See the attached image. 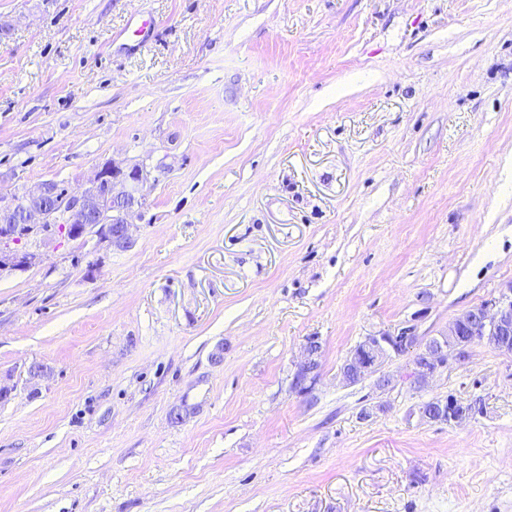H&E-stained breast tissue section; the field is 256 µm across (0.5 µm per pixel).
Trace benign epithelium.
<instances>
[{
	"instance_id": "obj_1",
	"label": "benign epithelium",
	"mask_w": 512,
	"mask_h": 512,
	"mask_svg": "<svg viewBox=\"0 0 512 512\" xmlns=\"http://www.w3.org/2000/svg\"><path fill=\"white\" fill-rule=\"evenodd\" d=\"M166 166L150 158L127 163H104L78 196L59 193L55 183L44 181L22 196L3 202L0 198V275L21 271L38 259L33 251L10 248L16 237V220L33 231L52 223L55 210L69 215L67 230L74 239L89 235L102 244L126 249L131 246L129 227L133 216L146 205L148 192L159 182ZM498 336H512V287L489 302L469 309L458 316L440 336L419 340L410 331L397 334L377 333L364 338L341 367L345 382L367 377L393 356L413 353L412 377L423 385L451 362H461L469 356L471 347L483 343L493 349L507 351L508 346L496 341ZM436 420L456 422L467 414L458 407L448 408V401L439 400L434 406Z\"/></svg>"
}]
</instances>
